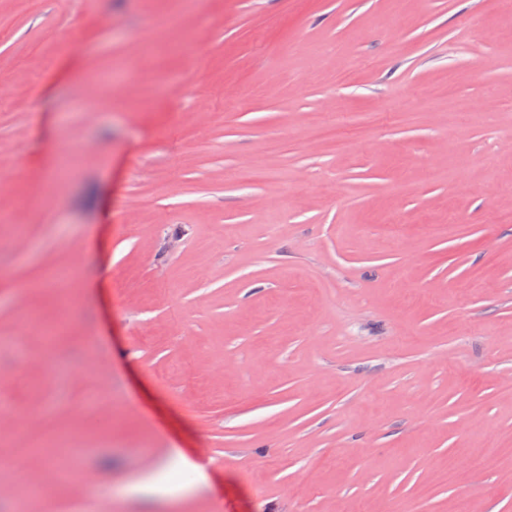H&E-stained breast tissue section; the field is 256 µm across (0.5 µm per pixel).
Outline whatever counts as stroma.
<instances>
[{"mask_svg": "<svg viewBox=\"0 0 512 512\" xmlns=\"http://www.w3.org/2000/svg\"><path fill=\"white\" fill-rule=\"evenodd\" d=\"M16 233L0 512H512V0H0Z\"/></svg>", "mask_w": 512, "mask_h": 512, "instance_id": "35a3bbf8", "label": "stroma"}]
</instances>
